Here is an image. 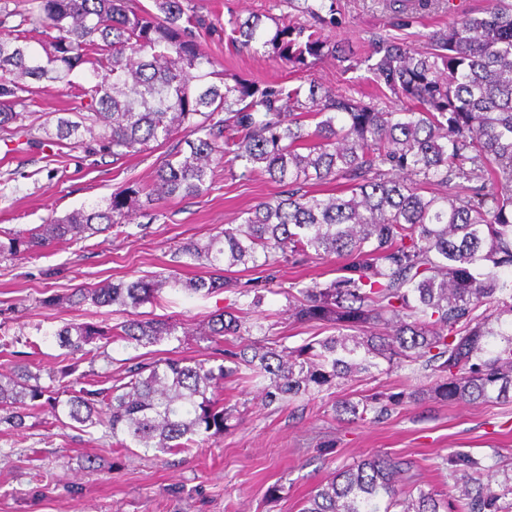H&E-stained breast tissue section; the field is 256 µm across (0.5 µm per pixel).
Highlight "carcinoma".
Returning <instances> with one entry per match:
<instances>
[{
	"mask_svg": "<svg viewBox=\"0 0 512 512\" xmlns=\"http://www.w3.org/2000/svg\"><path fill=\"white\" fill-rule=\"evenodd\" d=\"M297 8L311 24L277 21L271 31L259 18H235L232 41L294 73L328 55L345 73L364 67L400 106L384 110L300 76L293 85L212 82L213 62L198 38L215 28L182 0H153L151 9L139 0H30L23 13L0 0L1 132L25 119L15 107L32 92L29 81L69 88L88 70L86 112L43 127L45 143L114 162L178 133L189 148L172 150L151 185L128 180L100 202L10 235L0 254L119 229L141 206L203 195L219 167L233 178L260 171L285 187L241 223L179 245L174 259L210 269L207 277L171 270L52 299L126 311L166 287L209 295L233 286L248 302L213 315L205 332L224 362L140 361L97 388L77 355L115 338L153 346L178 338L177 328L162 319L67 323L53 333L67 363L49 385L25 366L0 375V423L24 429L46 403L63 426L101 427L125 448L176 453L228 428L233 409L217 394L227 378L264 381V404L281 406L360 375L427 371L425 388L337 399L336 419L352 423H380L428 397L512 396V0H488L422 48L379 36L363 56L324 35L338 23L336 0H300ZM37 29L45 35L39 51L28 41ZM331 255L345 260L342 275L295 282L287 300L297 321L335 333L294 347L250 321L261 288L224 277L238 266ZM229 336L239 343L222 347ZM445 463L446 495L419 481L413 462L373 454L336 470L300 512H512V468L500 455L450 452Z\"/></svg>",
	"mask_w": 512,
	"mask_h": 512,
	"instance_id": "1",
	"label": "carcinoma"
}]
</instances>
